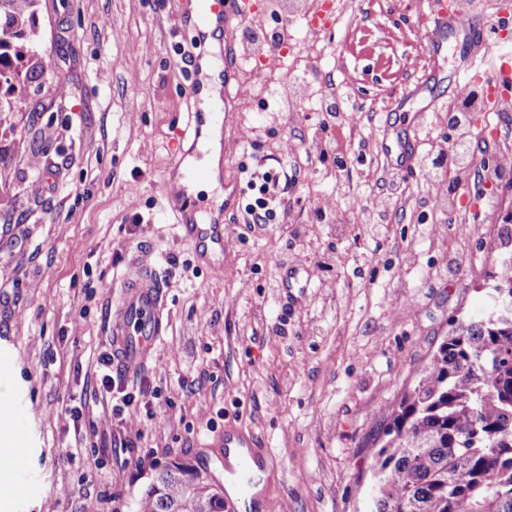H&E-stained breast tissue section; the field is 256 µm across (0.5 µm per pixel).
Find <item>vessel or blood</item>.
I'll return each instance as SVG.
<instances>
[{
	"label": "vessel or blood",
	"instance_id": "b4317fda",
	"mask_svg": "<svg viewBox=\"0 0 512 512\" xmlns=\"http://www.w3.org/2000/svg\"><path fill=\"white\" fill-rule=\"evenodd\" d=\"M255 11L254 0H196V27L215 25L220 32L219 47L203 52L199 61L217 64L223 73V83L235 78L242 58L235 36L234 23L250 17ZM432 30L428 40L431 57H439L448 49L449 31H471L481 27L482 19L472 4L447 7L436 4L432 12ZM483 83L491 89L512 83V56L502 55L499 65L484 71ZM234 100L229 91H222L220 101L211 111L195 113L196 133L188 150L197 155L203 144L204 127L223 126L227 111ZM176 224L184 235L205 255H219L224 251L222 212L176 190L172 199ZM165 294L161 279L154 267H141L137 277L125 284L119 305L112 313V350L120 365L129 370L147 367L164 331ZM217 448L237 451V463L229 474L235 485V494L224 497L225 512H237L241 500L253 497L256 484L251 476L254 464L272 459L270 449L257 447L253 437L232 430L220 434Z\"/></svg>",
	"mask_w": 512,
	"mask_h": 512
}]
</instances>
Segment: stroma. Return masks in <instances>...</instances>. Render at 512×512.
Listing matches in <instances>:
<instances>
[{"label": "stroma", "mask_w": 512, "mask_h": 512, "mask_svg": "<svg viewBox=\"0 0 512 512\" xmlns=\"http://www.w3.org/2000/svg\"><path fill=\"white\" fill-rule=\"evenodd\" d=\"M304 3L330 19L313 50L305 17H279V0H257L248 20L280 19L293 37L262 67L244 58L232 82L222 182L237 206L223 256L206 260L167 218L173 161L191 142L194 0H38L43 69L0 125V351L28 405L15 468L33 481L0 496V512H136L171 461L220 470L210 442L227 427L278 456L264 489L277 512H370L387 408L453 317L487 314L489 275L512 256V175L495 174L512 156L499 138L512 106L457 129L447 114L466 61L490 68L512 43L452 32L436 61L431 0ZM328 95L334 113L317 111ZM396 136L416 149L401 175L383 149ZM462 141L471 161L434 206L431 160ZM257 155L290 177L287 210L261 229L242 220L253 193L240 171ZM141 261L166 296L146 371L160 395L116 428L100 359Z\"/></svg>", "instance_id": "obj_1"}]
</instances>
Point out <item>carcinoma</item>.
<instances>
[{
	"label": "carcinoma",
	"mask_w": 512,
	"mask_h": 512,
	"mask_svg": "<svg viewBox=\"0 0 512 512\" xmlns=\"http://www.w3.org/2000/svg\"><path fill=\"white\" fill-rule=\"evenodd\" d=\"M37 0H0V116L38 68ZM512 256L491 275L488 314L456 319L387 410L371 454V512H512ZM164 466L137 512H224V493Z\"/></svg>",
	"instance_id": "obj_1"
}]
</instances>
